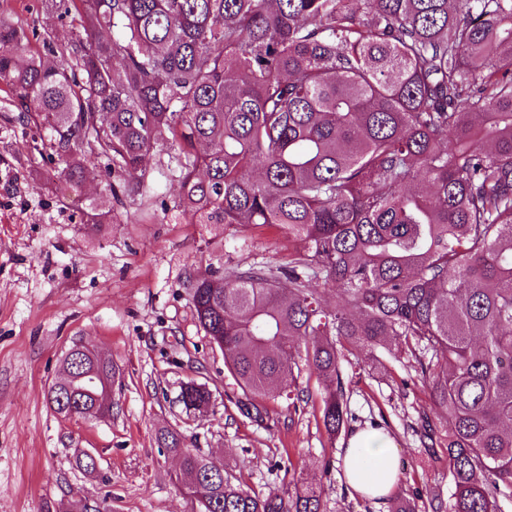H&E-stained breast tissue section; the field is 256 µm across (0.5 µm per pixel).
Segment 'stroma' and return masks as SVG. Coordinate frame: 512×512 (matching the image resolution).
Wrapping results in <instances>:
<instances>
[{
    "instance_id": "obj_1",
    "label": "stroma",
    "mask_w": 512,
    "mask_h": 512,
    "mask_svg": "<svg viewBox=\"0 0 512 512\" xmlns=\"http://www.w3.org/2000/svg\"><path fill=\"white\" fill-rule=\"evenodd\" d=\"M0 16L23 24L35 51L44 35L59 45L81 33L64 12L46 14L42 0H0ZM33 137L0 96V512H68L78 497L111 512H193L173 480L175 460L157 442L166 427L258 496L304 482L324 488L326 512H391V499L354 496L343 476L347 432L369 426L392 437L403 463L394 496L420 508L433 494L450 499L445 442L417 435L429 392L396 352L378 350L375 363L343 358L348 422L336 439L321 421V390L304 375L297 384L307 401L261 400L259 420L243 412L242 392L199 327L185 281L221 266L287 262L296 245L285 230L196 223L179 205L170 148L146 159L140 194H123L124 175L106 173L93 155L85 182L59 188L57 156L37 151ZM93 201L112 216L97 230L84 223ZM76 342L120 368L110 418L67 419L48 403ZM190 381L211 391L206 411L176 403ZM89 452L92 473L79 465Z\"/></svg>"
}]
</instances>
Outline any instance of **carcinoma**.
<instances>
[{
  "label": "carcinoma",
  "instance_id": "1",
  "mask_svg": "<svg viewBox=\"0 0 512 512\" xmlns=\"http://www.w3.org/2000/svg\"><path fill=\"white\" fill-rule=\"evenodd\" d=\"M87 42L46 63L0 18V90L80 183L87 155L141 192L144 162L177 147L180 206L198 224H276L288 264L189 278L198 325L243 396L323 391L348 419L341 358L389 347L448 420L451 505L512 502V0H72ZM108 30L112 38L96 33ZM336 284L334 304L326 289ZM120 376L108 356L63 369L48 401L86 412ZM211 391L189 382L185 410ZM160 448L197 512H325L311 485L250 493L174 428Z\"/></svg>",
  "mask_w": 512,
  "mask_h": 512
}]
</instances>
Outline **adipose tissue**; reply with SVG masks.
<instances>
[{"label": "adipose tissue", "mask_w": 512, "mask_h": 512, "mask_svg": "<svg viewBox=\"0 0 512 512\" xmlns=\"http://www.w3.org/2000/svg\"><path fill=\"white\" fill-rule=\"evenodd\" d=\"M348 485L362 498L381 500L401 479V462L392 439L381 431L365 428L353 432L343 452Z\"/></svg>", "instance_id": "ef3b65f1"}]
</instances>
